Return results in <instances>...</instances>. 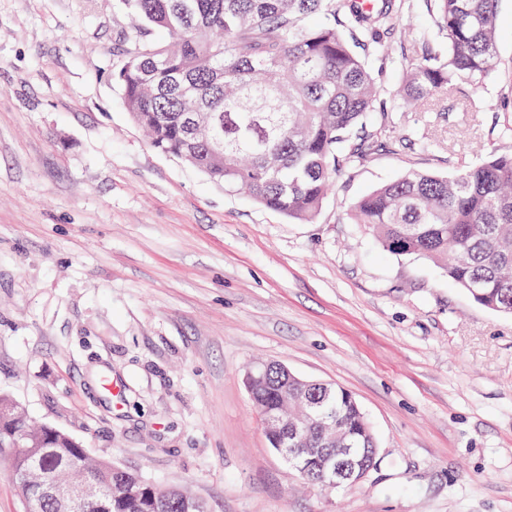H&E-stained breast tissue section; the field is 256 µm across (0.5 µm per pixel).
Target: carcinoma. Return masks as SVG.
I'll return each mask as SVG.
<instances>
[{"instance_id":"obj_1","label":"carcinoma","mask_w":512,"mask_h":512,"mask_svg":"<svg viewBox=\"0 0 512 512\" xmlns=\"http://www.w3.org/2000/svg\"><path fill=\"white\" fill-rule=\"evenodd\" d=\"M132 17L133 47L117 78L131 120L151 146L171 154L258 206L312 221L334 183L339 159L372 149L366 118L378 86L384 35L399 20L398 0H120ZM499 0H427L423 30L401 92L433 101L460 85L480 86L497 68ZM367 51L362 57L354 50ZM354 221L395 255L439 266L478 304L512 314V151L494 150L454 175L411 170L363 196ZM249 394L261 417L297 407L294 469L321 483L323 456L347 449L365 468L378 446L349 393L281 368L256 373ZM44 432V446L22 441L19 470L35 458L61 480L81 467L112 493L105 512H184L183 491L151 493L148 483L110 462H90L84 445L51 426L35 429L23 412L0 423V442Z\"/></svg>"}]
</instances>
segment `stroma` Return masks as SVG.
Wrapping results in <instances>:
<instances>
[{
	"label": "stroma",
	"mask_w": 512,
	"mask_h": 512,
	"mask_svg": "<svg viewBox=\"0 0 512 512\" xmlns=\"http://www.w3.org/2000/svg\"><path fill=\"white\" fill-rule=\"evenodd\" d=\"M426 22L407 0L375 150L300 224L150 146L115 79L118 0H0V396L209 512H512V315L350 219L407 171L512 150V0L497 69L438 112L399 95ZM261 361L357 400L379 447L360 483H305L270 448Z\"/></svg>",
	"instance_id": "35a3bbf8"
}]
</instances>
